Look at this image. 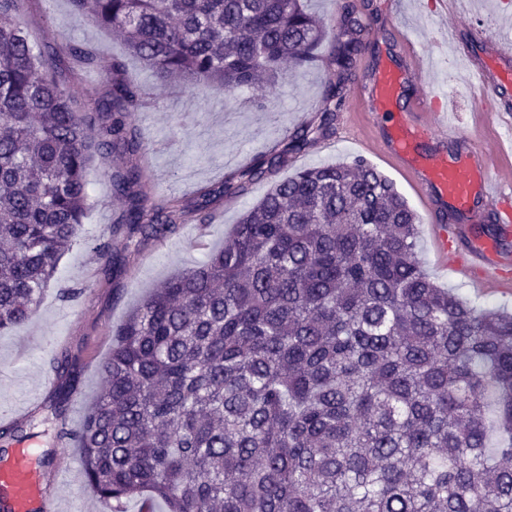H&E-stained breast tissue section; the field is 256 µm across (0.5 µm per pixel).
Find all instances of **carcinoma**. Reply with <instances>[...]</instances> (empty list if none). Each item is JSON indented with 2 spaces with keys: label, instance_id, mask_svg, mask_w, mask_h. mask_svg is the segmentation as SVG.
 <instances>
[{
  "label": "carcinoma",
  "instance_id": "obj_1",
  "mask_svg": "<svg viewBox=\"0 0 512 512\" xmlns=\"http://www.w3.org/2000/svg\"><path fill=\"white\" fill-rule=\"evenodd\" d=\"M0 0V331L39 307L82 231L96 161L122 207L92 250L106 276L122 251L271 178L335 131L361 16L339 23L305 0H70L120 33L164 81L228 97L329 58L315 118L192 199L157 194L150 144L129 120L145 92L112 59L91 109L65 88L86 45L38 46ZM331 41L328 56L321 54ZM419 214L361 157L304 165L246 210L224 247L163 281L116 328L102 387L79 428L64 375L42 407L53 446L77 448L89 490L121 512L147 496L167 512H512V314L442 288L418 258ZM34 419L0 424L33 436Z\"/></svg>",
  "mask_w": 512,
  "mask_h": 512
}]
</instances>
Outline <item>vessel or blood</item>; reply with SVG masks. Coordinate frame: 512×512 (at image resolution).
<instances>
[{
  "label": "vessel or blood",
  "mask_w": 512,
  "mask_h": 512,
  "mask_svg": "<svg viewBox=\"0 0 512 512\" xmlns=\"http://www.w3.org/2000/svg\"><path fill=\"white\" fill-rule=\"evenodd\" d=\"M402 51L400 67L375 70L371 84L362 86L359 96L368 102L371 113L381 112L386 102L407 77L422 78L426 57L417 49L416 40L408 33L397 38ZM490 54L502 61V68L477 62L472 71L478 79L479 93L474 104L496 100L501 84L512 81V42H490ZM434 138L440 150L428 161L411 150L414 142ZM461 119L453 112L445 92L431 87L411 98L400 121L386 134L385 155L409 179L422 202V220L429 224L436 250L448 254L460 235L473 234L486 208L498 210L501 234H512V194L504 190L505 179L497 157L473 145L459 158L448 159L443 148L448 143L468 139ZM466 268L476 285L487 288L512 289V252L479 239L465 258ZM8 494L10 512H60L56 497L47 495L42 478L32 464L28 447L17 448L0 461V490Z\"/></svg>",
  "instance_id": "1"
}]
</instances>
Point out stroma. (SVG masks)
I'll use <instances>...</instances> for the list:
<instances>
[{
    "label": "stroma",
    "instance_id": "35a3bbf8",
    "mask_svg": "<svg viewBox=\"0 0 512 512\" xmlns=\"http://www.w3.org/2000/svg\"><path fill=\"white\" fill-rule=\"evenodd\" d=\"M356 2L371 4L373 13L368 21L376 29L373 50L359 60V76H367L381 57L397 53L396 30H411L419 38L421 51L432 59L440 81L446 82L450 99L466 113L469 129L477 131L478 142L491 150L498 140L512 135L507 123L471 107L466 89L449 81V72L458 66V56L454 46L438 41L440 29L452 30L458 41L468 44L475 60L485 59L486 46L477 34L482 31L512 38V0H471V10L464 17L437 15L435 0H398L393 10L388 9V0ZM20 22L36 42H70L95 48L97 68L89 70L75 62L67 75L71 94L84 103H93L103 90L113 57L123 54V44L77 14L69 0H26ZM127 73L146 92L145 103L133 111L132 120L151 142L154 186L161 193L174 191L189 197L200 186L222 180L231 170L230 158L248 164L253 157L270 151L285 130L312 119L322 102L330 70L327 64L316 63L287 71L283 83L264 90L266 107L262 110L254 105L256 93L251 89L238 90L228 104L216 90L162 82L132 59L127 62ZM376 137L367 119L353 117L347 110L340 112L335 133L316 143L306 155L289 159L276 177L288 178L305 164L361 157L393 180L413 208H420L407 178L373 147ZM87 187L90 207L81 236L61 256L56 278L37 313L22 327L0 332V407L16 405L25 415L41 408L59 384L48 362L65 349L78 357L83 370L81 388L71 398L70 423L74 426L99 391L100 366L111 351L112 329L151 288L221 248L241 213L262 198L270 184L255 183L246 194L225 201L217 223L184 225L177 235L126 254L125 274L109 281L98 275L99 262L91 245L108 234L112 214L120 203L113 198L100 164L89 168ZM419 259L438 285L455 290L471 305L512 312V293L474 287L455 270L442 269L424 228L419 231ZM72 287L82 289V297L64 300L62 290ZM55 451L56 464L44 482L46 489L65 492L75 512H96L99 501L85 484L77 450Z\"/></svg>",
    "mask_w": 512,
    "mask_h": 512
}]
</instances>
